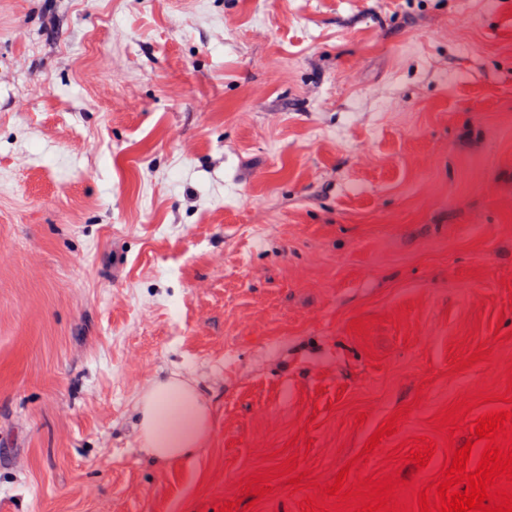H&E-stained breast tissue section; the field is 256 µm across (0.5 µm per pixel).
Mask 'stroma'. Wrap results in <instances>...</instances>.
I'll use <instances>...</instances> for the list:
<instances>
[{
    "instance_id": "stroma-1",
    "label": "stroma",
    "mask_w": 512,
    "mask_h": 512,
    "mask_svg": "<svg viewBox=\"0 0 512 512\" xmlns=\"http://www.w3.org/2000/svg\"><path fill=\"white\" fill-rule=\"evenodd\" d=\"M499 327L512 0H0V512H301L241 489L290 458L411 499L495 404L434 414L506 392ZM171 375L211 422L158 460ZM139 441L149 455L175 459L199 448L210 428V408L187 383L157 382L138 401Z\"/></svg>"
}]
</instances>
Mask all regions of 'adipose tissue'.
Segmentation results:
<instances>
[{
    "mask_svg": "<svg viewBox=\"0 0 512 512\" xmlns=\"http://www.w3.org/2000/svg\"><path fill=\"white\" fill-rule=\"evenodd\" d=\"M139 441L149 455L175 459L199 448L210 428V408L187 383L157 382L138 401Z\"/></svg>",
    "mask_w": 512,
    "mask_h": 512,
    "instance_id": "adipose-tissue-1",
    "label": "adipose tissue"
}]
</instances>
